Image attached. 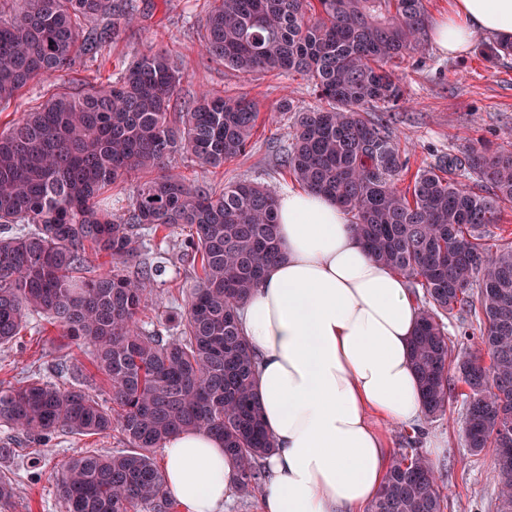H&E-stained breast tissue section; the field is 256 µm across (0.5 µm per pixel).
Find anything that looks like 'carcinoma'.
<instances>
[{"instance_id":"cac0c4a2","label":"carcinoma","mask_w":512,"mask_h":512,"mask_svg":"<svg viewBox=\"0 0 512 512\" xmlns=\"http://www.w3.org/2000/svg\"><path fill=\"white\" fill-rule=\"evenodd\" d=\"M136 12V0H19L0 11V107L31 82L96 60ZM427 24L426 0H215L199 41L228 68L311 82L324 106H279L294 113L282 167L335 200L375 259L423 291L412 339L423 413L446 411L454 371L465 444L493 456L498 512H512V242L493 250L481 236L512 202V151L450 154L402 192L399 148L362 116L403 99L387 64L421 51ZM186 78L176 55L150 47L112 82L57 91L0 131V345L37 312L91 348L111 394L102 401L34 373L0 386V426L37 456L59 435L115 431L124 445L54 468L63 512H174L155 453L187 429L222 441L242 499L261 488L274 451L239 310L282 257L277 195L250 180L218 188L164 173L177 156L204 170L238 159L259 110L210 91L178 109ZM473 177L488 191L474 192ZM117 184L130 186L119 212L105 201ZM177 229L194 285L169 336L141 325L165 269L140 260V241ZM475 305L478 354L454 358L445 319ZM371 512H443L434 463L416 451L391 460Z\"/></svg>"}]
</instances>
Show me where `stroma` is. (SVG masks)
Returning <instances> with one entry per match:
<instances>
[{"mask_svg": "<svg viewBox=\"0 0 512 512\" xmlns=\"http://www.w3.org/2000/svg\"><path fill=\"white\" fill-rule=\"evenodd\" d=\"M139 16L116 41L106 43L97 61L69 68L56 78L25 87L23 107L38 106L49 92L78 83H106L136 53L162 43L179 56L188 72L183 96L207 89L227 95H244L258 104L260 117L248 154L211 173L176 161L173 172L216 185L249 179L283 193L294 187L283 178L280 161L289 144L292 123L277 110L285 99L305 110L318 106L307 79L274 72L249 74L224 67L202 57L198 32L213 0H137ZM493 36H477L470 49L451 56L442 53L434 41L423 51L394 60L390 68L404 90V98L391 113L390 130L398 142L408 173L432 165L446 154H462L473 147L488 152L512 149V57L490 60L487 48ZM181 231L167 237H145L143 261L159 260L167 265L168 284L157 285L154 304L144 316L151 327H166L169 315L183 311L193 286L190 265L181 245ZM70 355L80 369L78 378L53 372L57 356ZM68 387L74 384L107 397L108 387L91 364L87 350L77 348L60 329L47 324L41 315L29 317L28 327L14 344L0 346V383L25 380L31 373ZM461 397H452L444 415L420 418L413 425L387 421L379 427L392 452L404 450L405 436H414L419 451L432 441L444 448L432 461L438 469L444 512H497L498 484L492 456L467 448L462 434ZM116 434L64 436L42 450L31 461L26 448L15 456L0 459V476L14 478L17 493L11 505L0 512H62L50 472L54 464L93 449L103 454L122 450Z\"/></svg>", "mask_w": 512, "mask_h": 512, "instance_id": "obj_1", "label": "stroma"}]
</instances>
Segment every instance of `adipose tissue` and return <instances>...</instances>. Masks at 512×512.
Masks as SVG:
<instances>
[{
  "instance_id": "1",
  "label": "adipose tissue",
  "mask_w": 512,
  "mask_h": 512,
  "mask_svg": "<svg viewBox=\"0 0 512 512\" xmlns=\"http://www.w3.org/2000/svg\"><path fill=\"white\" fill-rule=\"evenodd\" d=\"M480 33L512 42V0H449L434 38L456 56ZM278 213L284 256L240 309L275 446L263 512H365L390 465L377 420L422 414L411 361L418 308L407 280L368 253L334 200L299 186L280 195ZM161 453L183 512H223L237 463L218 438L187 430Z\"/></svg>"
}]
</instances>
